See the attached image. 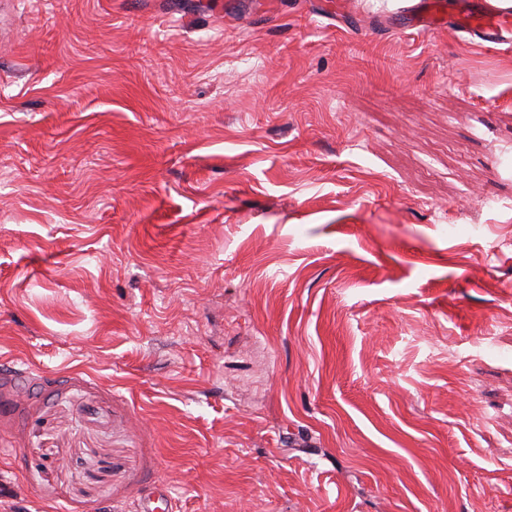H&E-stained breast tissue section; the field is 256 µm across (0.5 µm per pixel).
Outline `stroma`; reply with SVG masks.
Masks as SVG:
<instances>
[{"label": "stroma", "instance_id": "stroma-1", "mask_svg": "<svg viewBox=\"0 0 512 512\" xmlns=\"http://www.w3.org/2000/svg\"><path fill=\"white\" fill-rule=\"evenodd\" d=\"M326 2L0 0V512H512V48ZM161 506H164L163 508ZM139 512H173V498L167 488H155L138 502Z\"/></svg>", "mask_w": 512, "mask_h": 512}]
</instances>
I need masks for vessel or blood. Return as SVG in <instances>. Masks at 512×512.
Returning a JSON list of instances; mask_svg holds the SVG:
<instances>
[{
  "label": "vessel or blood",
  "mask_w": 512,
  "mask_h": 512,
  "mask_svg": "<svg viewBox=\"0 0 512 512\" xmlns=\"http://www.w3.org/2000/svg\"><path fill=\"white\" fill-rule=\"evenodd\" d=\"M398 29L430 35L443 28L463 31L486 48L512 46V0H415L406 7ZM138 512H174L168 489L156 488L138 502Z\"/></svg>",
  "instance_id": "b4317fda"
}]
</instances>
